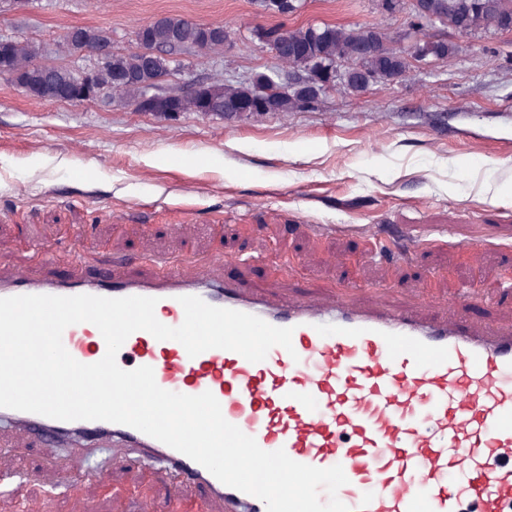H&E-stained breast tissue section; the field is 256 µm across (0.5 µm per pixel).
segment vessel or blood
I'll use <instances>...</instances> for the list:
<instances>
[{
    "instance_id": "1",
    "label": "vessel or blood",
    "mask_w": 512,
    "mask_h": 512,
    "mask_svg": "<svg viewBox=\"0 0 512 512\" xmlns=\"http://www.w3.org/2000/svg\"><path fill=\"white\" fill-rule=\"evenodd\" d=\"M28 294L154 297L156 318L170 327L183 322L179 299L191 295L292 328V350L273 347L258 363L223 349L192 358L181 343L145 331L126 339L117 363L152 367L170 392H212L225 419L264 451L342 466L348 482L338 497L351 512H512V331L348 300L277 302L207 264H171L153 277L110 266L73 277L0 268V298ZM62 340L84 364L106 352L87 322L66 328ZM1 431L11 433L16 451L33 438L92 451L104 439L108 453L169 470L178 485H199L225 512H267L257 497L127 425L0 408Z\"/></svg>"
}]
</instances>
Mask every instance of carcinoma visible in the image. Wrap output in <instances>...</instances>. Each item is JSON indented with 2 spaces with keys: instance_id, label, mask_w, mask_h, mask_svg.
<instances>
[{
  "instance_id": "obj_1",
  "label": "carcinoma",
  "mask_w": 512,
  "mask_h": 512,
  "mask_svg": "<svg viewBox=\"0 0 512 512\" xmlns=\"http://www.w3.org/2000/svg\"><path fill=\"white\" fill-rule=\"evenodd\" d=\"M420 11L414 13V29L421 31L428 24L439 22L457 24L474 35L485 27L491 17L512 22V0H419ZM146 36L153 42L177 52L194 49L198 52L212 51L211 37L207 33L178 16L156 19ZM112 31L102 27L79 26L71 42L61 41L59 46L74 54L70 47L82 44L109 42ZM366 47L357 68L347 80L338 82L337 88L350 95H361L370 85L387 83L390 78L411 69V63L402 49L388 45L385 34L373 25L346 27L332 24H314L288 30L287 40L278 47L277 59L282 63L293 61V52L303 49L310 63L315 66L339 65L348 60L351 53ZM428 56L435 59H450L458 51V45L447 41H432L425 46ZM42 44L31 40H14V44L0 49V54L10 67L17 71L26 93L34 98H45L56 88L69 85L67 74L49 72L38 67L42 56ZM158 65L151 63L145 55L130 51L112 55V71L131 76L120 91L122 103L137 102L154 86L151 82L153 70ZM260 81L247 79L243 82L217 80L204 85L198 92L193 107L209 112L216 108L230 109L236 103L258 95ZM264 94L265 113L286 114L297 112L306 105L307 90L302 87L283 92L277 86L266 85Z\"/></svg>"
}]
</instances>
